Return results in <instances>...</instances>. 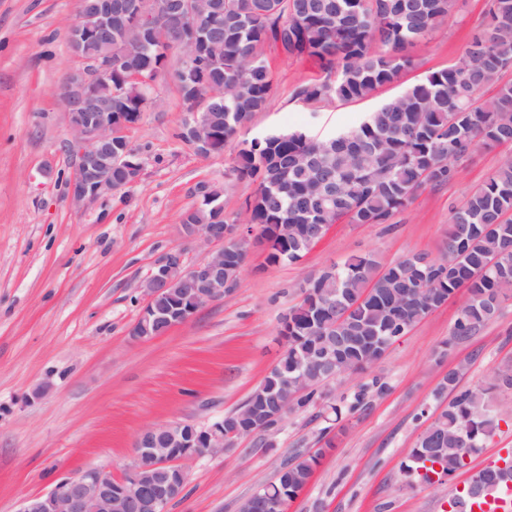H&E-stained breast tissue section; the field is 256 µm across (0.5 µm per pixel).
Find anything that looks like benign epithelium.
<instances>
[{
	"instance_id": "7a95c632",
	"label": "benign epithelium",
	"mask_w": 512,
	"mask_h": 512,
	"mask_svg": "<svg viewBox=\"0 0 512 512\" xmlns=\"http://www.w3.org/2000/svg\"><path fill=\"white\" fill-rule=\"evenodd\" d=\"M205 12H215L213 0H186L175 23L162 29V40L181 51L186 69L196 67L192 48L199 39L197 23ZM130 27H155L157 13L143 11L138 0H82L77 20L67 28L66 38L72 54L81 62L66 81L64 105L69 116V145L74 169L67 198L74 207L85 206L99 197L115 194L112 171L123 174L125 185L136 182L141 165L130 146L114 148V139L129 125L123 116L113 117L104 99H112V59H85L80 50L94 42L112 38L113 14ZM185 129L196 149L210 153V131L198 113H191ZM186 240L211 250L199 262L186 267L181 253L156 261L142 281L140 291L145 305L133 327V336L143 338L149 325L163 318L166 329L187 322L204 305L224 299L236 284L224 279V252L239 247L248 256L246 240L236 224H183ZM234 431L224 434V425L189 426L182 422L150 426L135 439L132 463L119 478L98 470L59 480L44 495L23 500L18 512H168L170 504L188 483V473L180 461L193 456L224 451ZM165 467L174 473L172 483L157 487L153 470Z\"/></svg>"
}]
</instances>
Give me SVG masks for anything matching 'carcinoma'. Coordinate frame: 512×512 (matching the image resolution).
<instances>
[{"label":"carcinoma","instance_id":"cac0c4a2","mask_svg":"<svg viewBox=\"0 0 512 512\" xmlns=\"http://www.w3.org/2000/svg\"><path fill=\"white\" fill-rule=\"evenodd\" d=\"M219 19L200 56L214 61L207 73L169 68L168 52L154 35L138 29L112 30V111L141 120L150 107L153 82L171 79L188 109H198L215 132L213 150L234 142L238 129L265 110L274 91L265 51L314 61L322 77L295 90L307 105L363 101L413 66L408 46L431 36L451 18L457 0H222ZM512 0H487L478 32L460 64L428 72L399 95L367 114L356 128L331 137L307 130L277 131L238 143L230 179L256 184L247 223L271 243V264L293 263L313 247L321 224H388L407 209L417 192L453 180L455 164L478 146L512 145ZM497 86L488 98L482 92ZM217 94L207 107L199 98ZM208 190L200 206L182 214L183 224H227L221 218V189ZM465 299L452 336L469 338L492 322L512 300V155L465 202L453 209L443 255L411 253L390 264L373 255H353L321 270L301 287V301L288 312L287 348L244 404L246 414L272 418L277 398L296 395L298 408L320 407L331 422L368 412L388 386L378 375L358 386L346 410L330 402L335 382L321 362L326 347L355 372L377 364L390 343L459 292ZM459 371L448 370L434 397L453 394L420 435L405 470L426 467L450 477L499 429L487 389L457 390ZM324 449L295 454L260 495L295 498L310 482ZM512 464L474 474L467 491L449 500L451 512H472L473 503L508 482Z\"/></svg>","mask_w":512,"mask_h":512}]
</instances>
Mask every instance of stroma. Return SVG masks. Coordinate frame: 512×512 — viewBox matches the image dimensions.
<instances>
[{
  "instance_id": "stroma-1",
  "label": "stroma",
  "mask_w": 512,
  "mask_h": 512,
  "mask_svg": "<svg viewBox=\"0 0 512 512\" xmlns=\"http://www.w3.org/2000/svg\"><path fill=\"white\" fill-rule=\"evenodd\" d=\"M79 7L80 0H0V512H17L23 498L64 476L96 469L120 477L147 426L201 427L239 409L286 349L281 320L299 303L300 284L352 255L384 263L408 253L438 257L452 208L512 154V145L475 150L450 183L418 191L392 223L333 225L295 263L269 264L266 248L249 238L230 294L164 335L136 339L139 285L154 262L179 251L190 265L205 254L180 232L182 213L200 203L197 185L225 186L224 213L239 223L255 185L225 182L235 146L202 157L178 139L189 113L167 79L157 85V107L127 132L140 152L138 181L83 208L69 204L74 161L61 93L77 65L66 30ZM485 9L486 0H458L450 20L411 48L415 67L355 103L303 105L294 90L318 79V67L268 51L274 92L238 140L353 129L428 72L458 64ZM460 303L451 298L389 347L375 369L388 392L332 431V448L288 512H448L471 474L512 448V389L492 388L506 416L464 469L438 486L402 471L427 425L420 409L433 416L443 407L433 392L448 369L459 370L464 390L489 385L512 363V301L458 341L451 331ZM323 426L314 409L300 410L222 453L187 460L189 482L169 512H239L287 458L317 449Z\"/></svg>"
}]
</instances>
